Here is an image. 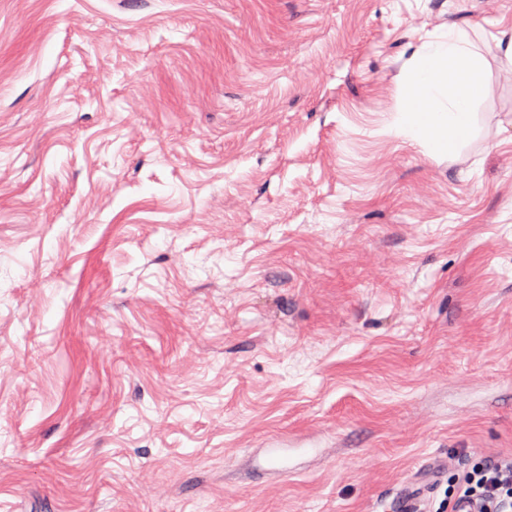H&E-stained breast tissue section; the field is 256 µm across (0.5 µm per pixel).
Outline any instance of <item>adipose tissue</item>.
Instances as JSON below:
<instances>
[{
  "instance_id": "adipose-tissue-1",
  "label": "adipose tissue",
  "mask_w": 512,
  "mask_h": 512,
  "mask_svg": "<svg viewBox=\"0 0 512 512\" xmlns=\"http://www.w3.org/2000/svg\"><path fill=\"white\" fill-rule=\"evenodd\" d=\"M488 68L464 30L452 28L445 40L423 42L410 63L409 104L399 111L398 124L432 152L454 155L472 130Z\"/></svg>"
}]
</instances>
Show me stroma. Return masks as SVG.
<instances>
[{
    "label": "stroma",
    "instance_id": "obj_1",
    "mask_svg": "<svg viewBox=\"0 0 512 512\" xmlns=\"http://www.w3.org/2000/svg\"><path fill=\"white\" fill-rule=\"evenodd\" d=\"M512 0H0V512H388L512 454ZM271 440L288 470L253 466ZM488 69L489 61L462 29L449 28L443 41H424L410 63L409 105L397 113L398 124L432 152L452 157L472 130Z\"/></svg>",
    "mask_w": 512,
    "mask_h": 512
}]
</instances>
